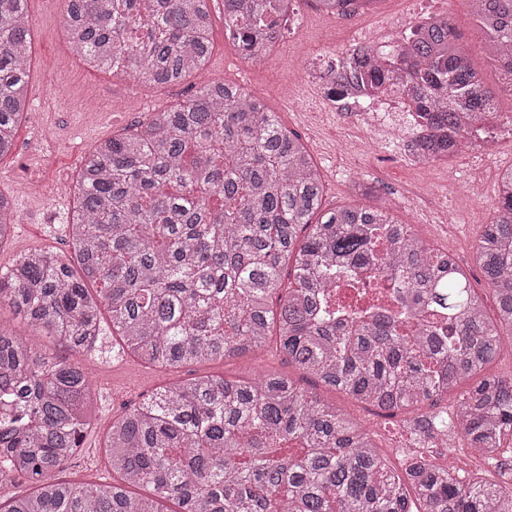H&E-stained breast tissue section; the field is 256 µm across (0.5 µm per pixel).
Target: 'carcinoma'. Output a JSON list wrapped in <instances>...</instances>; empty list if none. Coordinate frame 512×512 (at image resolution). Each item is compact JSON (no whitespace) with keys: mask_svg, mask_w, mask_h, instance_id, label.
Wrapping results in <instances>:
<instances>
[{"mask_svg":"<svg viewBox=\"0 0 512 512\" xmlns=\"http://www.w3.org/2000/svg\"><path fill=\"white\" fill-rule=\"evenodd\" d=\"M62 2L71 49L95 71L171 86L209 60L213 0ZM470 2L512 93V0ZM282 17L275 0H224V35L262 61ZM33 40L27 0H0V158L27 117ZM327 74L338 88H404V111L432 128V160L492 119L512 122L446 16L393 46L389 67L350 48ZM323 200L300 138L261 98L209 82L89 151L67 224L71 254L17 255L0 268V305L75 352L101 343L105 310L112 347L172 372L273 343L324 387L402 415L401 463L286 374L203 373L112 422V482L60 481L94 425L96 388L79 363L0 321V485L33 484L0 512H163L166 500L180 512H512V372H489L512 340V167L472 250L492 314L470 266L431 249L391 209ZM16 224L0 194V245ZM450 394L455 404L441 405ZM457 440L487 475L456 471Z\"/></svg>","mask_w":512,"mask_h":512,"instance_id":"1","label":"carcinoma"}]
</instances>
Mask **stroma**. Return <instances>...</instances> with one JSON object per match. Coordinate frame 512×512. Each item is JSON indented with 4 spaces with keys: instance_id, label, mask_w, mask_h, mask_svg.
<instances>
[{
    "instance_id": "35a3bbf8",
    "label": "stroma",
    "mask_w": 512,
    "mask_h": 512,
    "mask_svg": "<svg viewBox=\"0 0 512 512\" xmlns=\"http://www.w3.org/2000/svg\"><path fill=\"white\" fill-rule=\"evenodd\" d=\"M34 25L29 119L17 134L13 153L0 158V192L11 197L18 219L12 240L0 246V266H9L16 254L42 247L68 250L66 219L76 195V181L85 155L101 140L144 123L147 114L190 98L194 87L208 80L237 84L263 97L288 130L308 144L321 166L325 185L324 204L332 208L354 201L353 185L361 181L389 194L398 212L410 222L416 236L430 247L454 245L460 261H468L472 246L484 224L492 217L497 179L503 167L512 165V138L502 137L498 151L484 174L479 196H472L461 174L434 166L428 174L412 167L400 146L392 141L379 144L372 153L359 150L360 132L349 116L340 112L323 86L301 75V62L288 43L275 48L264 63L243 65L238 52L224 40V7L214 5L212 54L207 70L187 82L153 87L137 84L123 74H105L88 69L70 50L61 0H28ZM439 10L448 12L486 86L497 91L499 74L484 52V37L467 0H440ZM332 19L306 9L298 38L315 60L340 53L347 41L329 42ZM94 111H87V104ZM50 127L54 140L39 152L31 134L33 126ZM435 186L433 207L447 213L443 226L414 222L408 191L420 178ZM97 376V419L83 438L82 451L59 471L62 480L99 483L111 481L112 471L104 450L113 420L138 405L156 388L175 375L160 367L146 366L131 357L112 352L111 336H104L100 350L76 356ZM202 372L216 376H241L254 371L289 375L298 385L322 400L345 404V397L310 380L284 360L276 350L233 357L202 365Z\"/></svg>"
}]
</instances>
